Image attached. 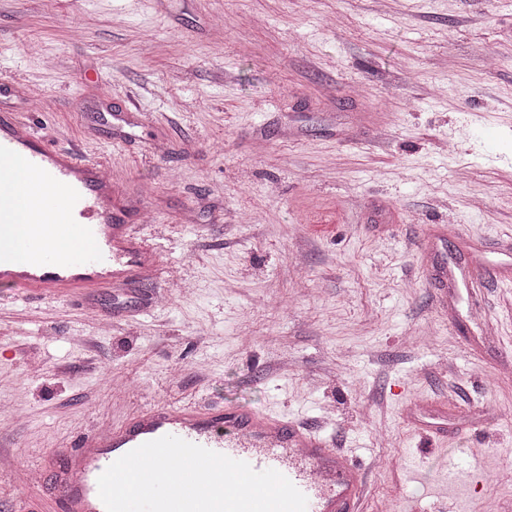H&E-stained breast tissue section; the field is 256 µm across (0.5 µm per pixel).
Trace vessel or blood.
I'll use <instances>...</instances> for the list:
<instances>
[{
    "mask_svg": "<svg viewBox=\"0 0 512 512\" xmlns=\"http://www.w3.org/2000/svg\"><path fill=\"white\" fill-rule=\"evenodd\" d=\"M21 93L18 83L0 84V174L13 158L23 157L39 191L5 186L9 193L30 195L31 201L20 214L0 207L1 226L27 227L21 246H0V288L62 296L76 289L121 288L155 276V255L138 235L142 218L130 215L120 194L113 192L109 166L37 136L20 108L3 103ZM65 241L77 242L78 252L61 250ZM20 248L26 253L21 263L16 260ZM165 435L247 462L258 471L277 470L306 496V512H363L362 470L316 431L234 405L158 404L123 426L80 437L58 483L63 512H106L98 494L99 475L119 457Z\"/></svg>",
    "mask_w": 512,
    "mask_h": 512,
    "instance_id": "1",
    "label": "vessel or blood"
}]
</instances>
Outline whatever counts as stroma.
<instances>
[{
  "instance_id": "obj_1",
  "label": "stroma",
  "mask_w": 512,
  "mask_h": 512,
  "mask_svg": "<svg viewBox=\"0 0 512 512\" xmlns=\"http://www.w3.org/2000/svg\"><path fill=\"white\" fill-rule=\"evenodd\" d=\"M1 75L157 276L0 292V512H62L14 471L155 403L320 431L364 512L512 505V0H0Z\"/></svg>"
}]
</instances>
